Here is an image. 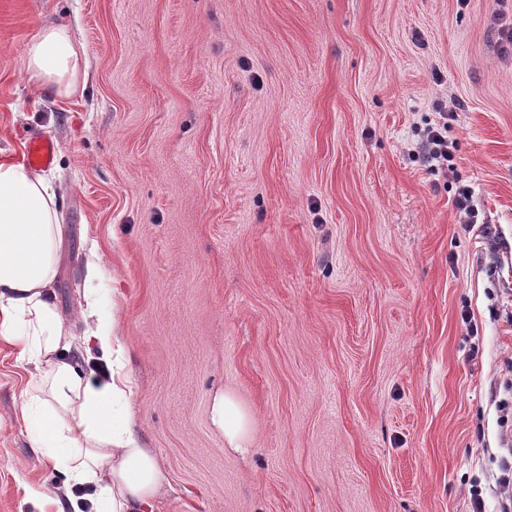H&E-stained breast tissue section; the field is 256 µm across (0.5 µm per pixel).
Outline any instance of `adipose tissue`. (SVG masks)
Returning <instances> with one entry per match:
<instances>
[{
    "label": "adipose tissue",
    "mask_w": 512,
    "mask_h": 512,
    "mask_svg": "<svg viewBox=\"0 0 512 512\" xmlns=\"http://www.w3.org/2000/svg\"><path fill=\"white\" fill-rule=\"evenodd\" d=\"M30 87L71 97L83 91V50L69 27H42L23 49ZM64 228L50 180L30 167L0 158V343L35 372L23 392L20 418L35 453L54 449V460L78 484L94 488L106 512H147L162 493L157 456L145 448L129 419L113 405L126 398L122 372L126 349L115 342L116 319L97 293L81 310L87 332L75 342L57 306ZM99 349L112 366V381L94 387L76 375L67 354L74 345ZM211 422L228 447H249L251 415L233 392L215 395Z\"/></svg>",
    "instance_id": "obj_1"
}]
</instances>
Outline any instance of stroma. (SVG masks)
Segmentation results:
<instances>
[{
    "mask_svg": "<svg viewBox=\"0 0 512 512\" xmlns=\"http://www.w3.org/2000/svg\"><path fill=\"white\" fill-rule=\"evenodd\" d=\"M48 24L81 95L26 81ZM511 25L512 0H0V157L57 146V302L77 334L88 291L117 315L154 512H499ZM443 115L445 166L419 153ZM29 379L0 344V512L66 490L18 420ZM225 390L243 451L211 423ZM212 425L224 434L229 448H249L251 436L250 412L231 391L221 392L213 398L211 406Z\"/></svg>",
    "mask_w": 512,
    "mask_h": 512,
    "instance_id": "obj_1",
    "label": "stroma"
}]
</instances>
